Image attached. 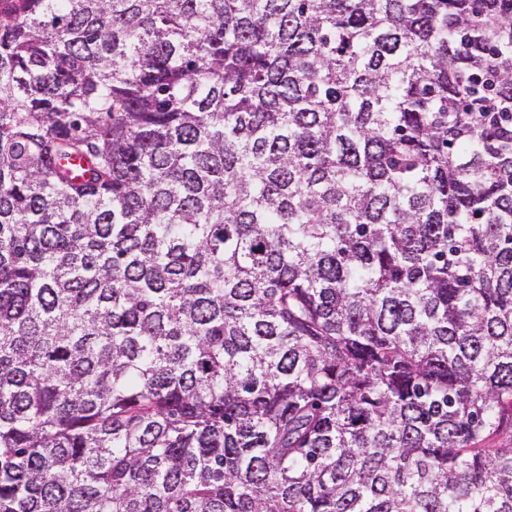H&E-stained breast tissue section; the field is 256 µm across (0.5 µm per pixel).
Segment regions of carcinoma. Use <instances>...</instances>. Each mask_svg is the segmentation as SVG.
I'll list each match as a JSON object with an SVG mask.
<instances>
[{
  "label": "carcinoma",
  "instance_id": "cac0c4a2",
  "mask_svg": "<svg viewBox=\"0 0 512 512\" xmlns=\"http://www.w3.org/2000/svg\"><path fill=\"white\" fill-rule=\"evenodd\" d=\"M0 512H512V0H0Z\"/></svg>",
  "mask_w": 512,
  "mask_h": 512
}]
</instances>
